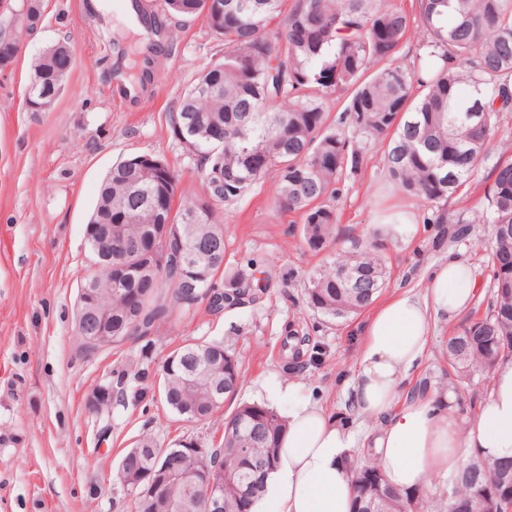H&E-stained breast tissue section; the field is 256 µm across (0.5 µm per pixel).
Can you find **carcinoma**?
Wrapping results in <instances>:
<instances>
[{"instance_id":"1","label":"carcinoma","mask_w":512,"mask_h":512,"mask_svg":"<svg viewBox=\"0 0 512 512\" xmlns=\"http://www.w3.org/2000/svg\"><path fill=\"white\" fill-rule=\"evenodd\" d=\"M173 17H200L213 37L224 41V56L201 70L169 115L174 137L179 128L195 135L184 150L198 157L203 193L184 194L171 167L148 170L142 155L112 164L86 227L92 260L112 249L81 283L112 286L122 299L104 292L112 305V335L92 346L76 330L79 352L88 356L159 331L176 311L197 300L224 308L253 300L263 292L242 272L225 278L223 210L249 195L273 173L276 207L300 214V236L315 252L335 234L334 202L348 174L360 168L356 136L386 143L382 162L401 193L431 210L429 224L449 223L445 205L466 184L492 142L501 156L485 194L491 228L492 301L484 316L462 325L448 340V363L459 377L458 398L474 380H491L496 366L512 356V147L500 140L498 118L512 112V0H416L408 12L397 0H163ZM15 27L38 28L42 0L14 6ZM416 39L419 52L410 64L400 61L402 47ZM141 37L136 57L140 80L153 76L154 46ZM72 52L63 40L32 63L27 108L49 110L65 89L70 69L56 57ZM344 96L338 119L330 103ZM100 224L112 225V241L100 240ZM180 237L186 249L202 255L196 268L184 264L164 244L163 234ZM196 283L188 297L186 281ZM383 245L368 237L332 253L309 275L307 304L336 320L356 315L387 287ZM242 359L221 343L188 340L165 358L160 394L173 414L207 419L215 393L225 400L241 384ZM243 416L264 429V438L245 443L230 428ZM285 431L283 418L261 403H242L224 421L218 446L209 458L224 462V510L241 512L240 485L251 480L249 512H256L265 480L274 469ZM144 450L131 467L143 471L156 457L155 438L144 435ZM355 485L352 512H416L423 490L400 493L375 463L348 462ZM512 458L489 462L474 454L453 477L448 497L467 503L469 512H486L482 485Z\"/></svg>"}]
</instances>
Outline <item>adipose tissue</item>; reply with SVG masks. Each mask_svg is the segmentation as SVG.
I'll return each mask as SVG.
<instances>
[{"instance_id": "1", "label": "adipose tissue", "mask_w": 512, "mask_h": 512, "mask_svg": "<svg viewBox=\"0 0 512 512\" xmlns=\"http://www.w3.org/2000/svg\"><path fill=\"white\" fill-rule=\"evenodd\" d=\"M479 291L472 267L457 256L434 269L424 292H396L363 327V347L349 382L350 411L326 413L281 379L268 395L287 403L286 430L275 469L267 478V512H351L354 488L345 461L354 448L374 456L388 483L405 492L435 475L457 474L471 454L512 457V359L496 369L476 417L459 422L448 404L452 391H404L428 346L435 319H453ZM375 421L356 438L348 419Z\"/></svg>"}]
</instances>
